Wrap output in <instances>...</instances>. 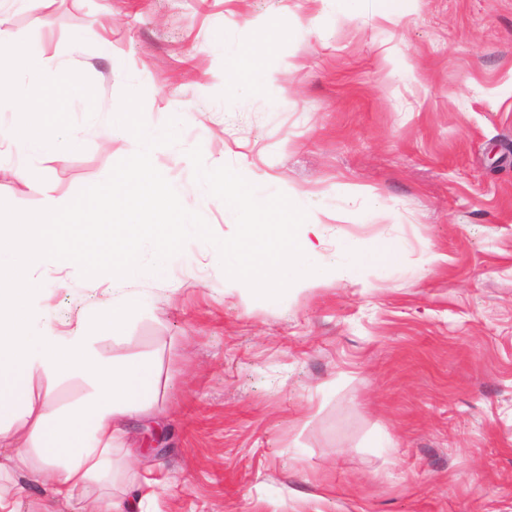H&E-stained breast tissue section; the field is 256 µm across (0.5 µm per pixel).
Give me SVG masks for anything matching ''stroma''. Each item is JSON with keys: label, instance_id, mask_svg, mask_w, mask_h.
I'll return each mask as SVG.
<instances>
[{"label": "stroma", "instance_id": "35a3bbf8", "mask_svg": "<svg viewBox=\"0 0 512 512\" xmlns=\"http://www.w3.org/2000/svg\"><path fill=\"white\" fill-rule=\"evenodd\" d=\"M262 33L278 45L252 92L225 73ZM44 44L52 127L78 145L34 160L29 181L0 146V222L128 156L111 119L134 87L147 123L183 113L178 145L153 163L219 237L235 227L193 179L195 146L207 167L315 213L326 262L350 240L394 252L278 300L226 287L198 240L165 274H140L142 310L95 343L158 372L112 453L115 512H512V0H364L349 13L334 0H0V56ZM42 276L32 305L59 329L122 295L73 265ZM157 426L158 452L145 445ZM0 483L17 512H85L29 471L4 467Z\"/></svg>", "mask_w": 512, "mask_h": 512}]
</instances>
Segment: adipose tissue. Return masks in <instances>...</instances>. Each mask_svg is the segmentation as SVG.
I'll use <instances>...</instances> for the list:
<instances>
[{
    "label": "adipose tissue",
    "mask_w": 512,
    "mask_h": 512,
    "mask_svg": "<svg viewBox=\"0 0 512 512\" xmlns=\"http://www.w3.org/2000/svg\"><path fill=\"white\" fill-rule=\"evenodd\" d=\"M274 44L266 37L254 42L239 56L233 72L248 89L266 86L268 72L259 65ZM48 61L45 48L21 56L25 77L0 87L26 112L29 123L16 140L28 155L63 157L76 144L62 138L43 123L51 112L49 94H35ZM73 215L62 227L65 215ZM77 238H102L109 232L93 213H78L71 198L45 192L41 210L19 224H0V450L14 468L37 469L49 481L56 498L88 496L104 487L112 474V449L123 439L129 415L150 401L156 391V371L151 363L128 361L115 365L103 360L93 347L101 336L121 337L135 297L100 307L93 323H77L66 333L48 325L34 312L29 300L43 288L33 277L37 268L84 261L83 253L60 247L62 230ZM44 378L45 393H52L63 378L90 379L92 392L66 411H48L36 400L33 382ZM22 418L25 435L13 427Z\"/></svg>",
    "instance_id": "adipose-tissue-1"
}]
</instances>
